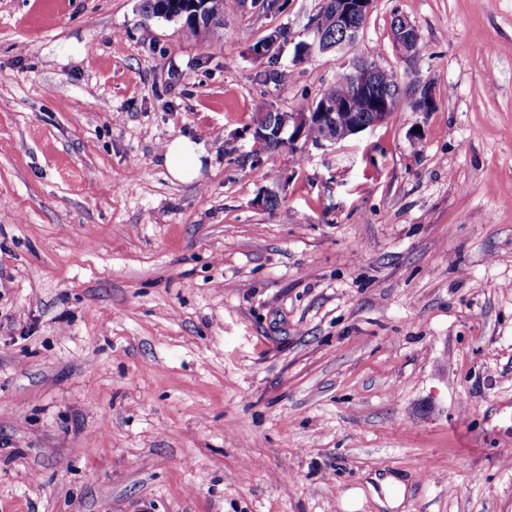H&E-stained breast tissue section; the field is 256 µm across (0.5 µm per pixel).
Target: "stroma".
<instances>
[{
    "instance_id": "1",
    "label": "stroma",
    "mask_w": 512,
    "mask_h": 512,
    "mask_svg": "<svg viewBox=\"0 0 512 512\" xmlns=\"http://www.w3.org/2000/svg\"><path fill=\"white\" fill-rule=\"evenodd\" d=\"M141 4L0 0V512H512V0H374L394 112L258 158L321 0ZM143 0L142 9L147 17H166L167 14L178 15L184 21L189 33L205 39L212 26L224 18V0ZM199 15V19H198ZM395 18L391 22V34L395 32ZM397 35L392 39V46L400 58H411L419 51V36L416 27L405 17L396 21ZM202 155V146L187 138H176L165 146L168 172L181 182H190L198 178Z\"/></svg>"
}]
</instances>
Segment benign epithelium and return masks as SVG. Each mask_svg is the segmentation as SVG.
I'll return each instance as SVG.
<instances>
[{
    "label": "benign epithelium",
    "instance_id": "benign-epithelium-1",
    "mask_svg": "<svg viewBox=\"0 0 512 512\" xmlns=\"http://www.w3.org/2000/svg\"><path fill=\"white\" fill-rule=\"evenodd\" d=\"M373 0H336L327 10L330 23L336 28V41L331 42L323 37L324 28L312 23L315 41L312 44L301 42L295 50V56L302 57L313 51L327 52L335 48H344L361 38L366 20L372 9ZM397 35L392 39L395 53L404 59L413 57L419 51V36L416 27L406 18L399 17L396 21ZM381 65L374 60L354 57L350 61L351 77L356 87L363 93L376 90L378 69ZM378 91V90H376ZM379 98L375 99L371 111L365 115L356 112L337 113L332 104L326 100L315 101L307 112H281L274 133L267 130L250 128L253 140L258 150H263L267 143L277 141L282 146H288L292 151H299L308 143L321 147H333L346 138L384 122L394 111L400 95L390 89L378 91ZM418 97L414 108L418 112H429L433 108V96L430 87L423 85L417 89ZM320 125L324 134L318 138L308 136L310 128Z\"/></svg>",
    "mask_w": 512,
    "mask_h": 512
}]
</instances>
